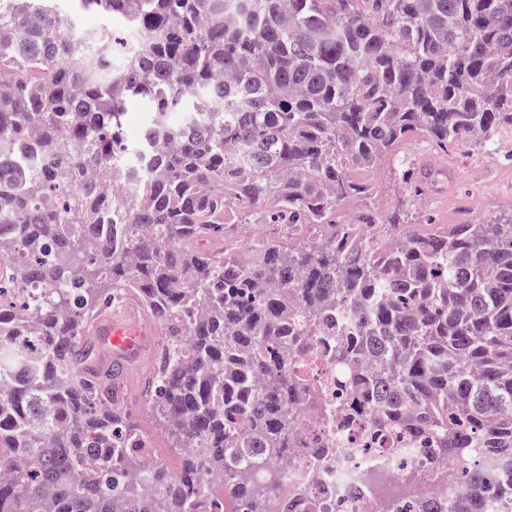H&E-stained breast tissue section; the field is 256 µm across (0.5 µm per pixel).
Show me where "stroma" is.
<instances>
[{"mask_svg":"<svg viewBox=\"0 0 512 512\" xmlns=\"http://www.w3.org/2000/svg\"><path fill=\"white\" fill-rule=\"evenodd\" d=\"M400 155L418 165L433 162L446 166L456 179L452 195L419 196L410 204L398 179L395 162L384 161L364 172V179L373 187L374 207L384 214L405 209L407 230L421 231V220L425 217L435 224L512 217L511 133H503L498 149L493 151L471 141L451 147L443 155L433 153L427 139L416 135L402 146Z\"/></svg>","mask_w":512,"mask_h":512,"instance_id":"1","label":"stroma"}]
</instances>
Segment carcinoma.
<instances>
[{"label": "carcinoma", "mask_w": 512, "mask_h": 512, "mask_svg": "<svg viewBox=\"0 0 512 512\" xmlns=\"http://www.w3.org/2000/svg\"><path fill=\"white\" fill-rule=\"evenodd\" d=\"M58 2L0 0V512H268L281 461L362 417L364 450L424 458L407 484L460 466L468 493L420 512H512L488 482L512 475V219L340 216L413 133L512 129V0H67L121 19L117 48ZM128 291L164 336L144 395L175 474L87 340Z\"/></svg>", "instance_id": "obj_1"}]
</instances>
